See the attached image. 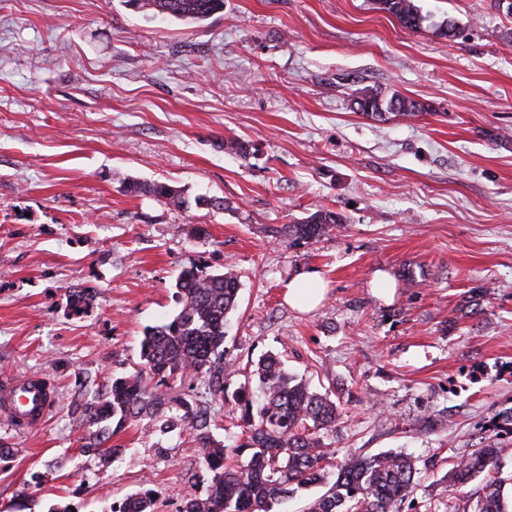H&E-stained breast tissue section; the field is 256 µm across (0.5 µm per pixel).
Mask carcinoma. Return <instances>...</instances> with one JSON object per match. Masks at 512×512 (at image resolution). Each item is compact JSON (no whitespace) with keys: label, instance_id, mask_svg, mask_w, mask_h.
<instances>
[{"label":"carcinoma","instance_id":"obj_1","mask_svg":"<svg viewBox=\"0 0 512 512\" xmlns=\"http://www.w3.org/2000/svg\"><path fill=\"white\" fill-rule=\"evenodd\" d=\"M126 6L151 19L196 24L224 9V0H124ZM377 8L392 15L410 31L421 28L423 16L414 0H374ZM357 110L366 117L386 120L393 115L416 118L427 111L425 104L392 95L386 99L372 91L353 98ZM130 193L142 194L184 209L189 200L184 192L165 182L127 180ZM345 223L342 214L319 209L295 224L274 228L273 234L293 242L317 240ZM175 296L180 309L173 318L151 327L141 341V368L130 375L112 378L104 395L82 405L78 423L92 426L117 420L147 417L162 432H170L178 421L188 423L201 448L202 461L212 473L206 497L188 496L180 512H273L278 502L298 490L324 484L328 479L330 457L322 448L321 436L336 431L341 416L329 392L311 389L285 371L280 356L269 354L255 369L256 388L240 387L241 415L238 427L246 436L239 448L229 449L215 438L212 415L177 398L164 388L191 373L207 374L211 397L224 393V323L235 309L240 284L234 270L207 273L185 268L175 280ZM248 448L251 455L234 465L226 463L227 453ZM507 448L497 435L488 437L482 448L461 458L451 474L453 485L463 486L479 478L482 482L472 512H512L504 497L506 479L501 477V459ZM336 479L328 490L312 499L306 512H401V505L413 492L418 468L402 453L384 452L369 457L346 458L335 465ZM151 490L131 494L112 512H150Z\"/></svg>","mask_w":512,"mask_h":512}]
</instances>
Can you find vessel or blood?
<instances>
[{
  "label": "vessel or blood",
  "instance_id": "b4317fda",
  "mask_svg": "<svg viewBox=\"0 0 512 512\" xmlns=\"http://www.w3.org/2000/svg\"><path fill=\"white\" fill-rule=\"evenodd\" d=\"M56 407L53 382L44 375L11 374L0 377V424L33 432L42 428Z\"/></svg>",
  "mask_w": 512,
  "mask_h": 512
}]
</instances>
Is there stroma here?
Wrapping results in <instances>:
<instances>
[{"mask_svg": "<svg viewBox=\"0 0 512 512\" xmlns=\"http://www.w3.org/2000/svg\"><path fill=\"white\" fill-rule=\"evenodd\" d=\"M415 2L427 20L410 32L373 0H224L190 25L123 0H0V373H43L58 398L40 430L0 428V512H112L145 488L153 512H179L206 496L189 432L145 418L110 437L111 456L82 451L76 419L140 367L193 265L232 266L241 284L224 339L236 372L211 407L226 446L242 441L236 392L275 353L339 397L343 419L322 437L332 461L411 454L402 512L475 500L479 481L448 474L512 423V15L493 0ZM444 21L456 37L436 35ZM358 90L428 111L373 120ZM129 177L179 187L190 206L130 194ZM323 208L343 226L272 235ZM302 271L327 284L309 313L284 298ZM380 272L395 284L385 299Z\"/></svg>", "mask_w": 512, "mask_h": 512, "instance_id": "obj_1", "label": "stroma"}]
</instances>
